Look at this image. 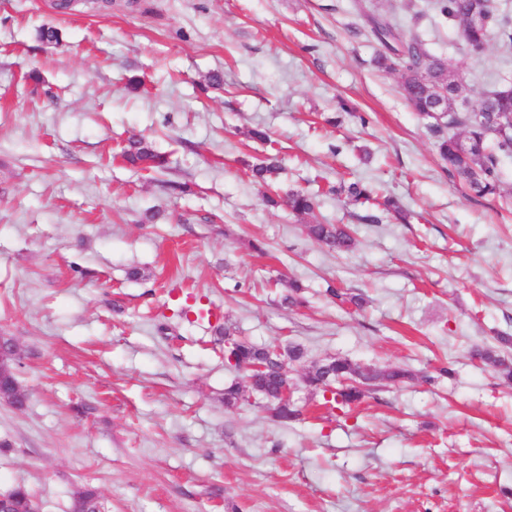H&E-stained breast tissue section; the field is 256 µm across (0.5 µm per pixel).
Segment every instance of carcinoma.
Masks as SVG:
<instances>
[{"instance_id": "obj_1", "label": "carcinoma", "mask_w": 512, "mask_h": 512, "mask_svg": "<svg viewBox=\"0 0 512 512\" xmlns=\"http://www.w3.org/2000/svg\"><path fill=\"white\" fill-rule=\"evenodd\" d=\"M434 6L441 16L459 23L461 39L471 52L482 53L492 34L500 38L502 46L512 48V18L493 9L489 0H434ZM357 7L367 17L371 36L382 47L375 57L376 65L384 71L399 74L405 100L418 116L427 121L448 170L464 179L476 196L496 194L499 190L500 157H512V79H503L497 87L484 92L478 104L471 107L468 102L470 88L451 57L431 53L418 38L406 36L394 24L371 12L363 0H358ZM454 128L462 129V133H450ZM465 142L472 143L468 151L464 150ZM122 157L129 165L145 170H164L169 163L167 156L154 151L141 140L129 142L122 151ZM279 169L278 159L269 157L254 165L251 173L255 181L266 183ZM330 192L344 197L345 202L351 205L382 206L399 215L403 213L397 200L391 197L378 199L372 186L359 180L347 182L342 178ZM287 203L296 215H308L315 208L316 195L308 191H292L288 193ZM305 230L309 237L331 251L345 253L354 245L352 235L340 224L316 222L305 225ZM218 333L224 336V341L234 343L237 369L259 366L257 371L245 372V376L250 378L247 387L235 382L224 388V406L229 409L238 407L245 400V390L248 389L265 397L266 409L275 419H299L300 410L280 397L281 389L294 376L281 374V366L271 360L275 356L274 351L268 346L235 338L228 326ZM475 356L504 377L512 379V365L494 348L478 349ZM18 361L19 358L13 356L9 340H4V348L0 352L1 392L8 393L18 384L15 374ZM408 377L406 370L360 366L347 358L336 357L328 361L326 370L320 363L308 367L303 381L309 388L323 393L329 384H339L325 403L334 402L349 408L364 396L361 385L374 380L396 383ZM29 498L31 495L25 486L14 487L7 512H26Z\"/></svg>"}]
</instances>
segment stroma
Instances as JSON below:
<instances>
[{
    "mask_svg": "<svg viewBox=\"0 0 512 512\" xmlns=\"http://www.w3.org/2000/svg\"><path fill=\"white\" fill-rule=\"evenodd\" d=\"M60 2L0 0V336L28 395L0 404V493L25 485L40 512L88 485L103 512H512V382L472 355L512 336V159L483 198L448 172L354 0ZM432 3L370 8L475 92L512 75L511 51L471 53ZM212 74L222 86L201 91ZM138 139L170 169L125 164ZM274 154L279 194L317 193L307 218L263 204L249 167ZM342 178L409 223L363 222L328 191ZM316 221L352 225L353 249L311 239ZM191 297L210 320L181 316ZM226 325L412 378L350 409L298 385L288 423L256 395L228 409L245 377Z\"/></svg>",
    "mask_w": 512,
    "mask_h": 512,
    "instance_id": "obj_1",
    "label": "stroma"
}]
</instances>
